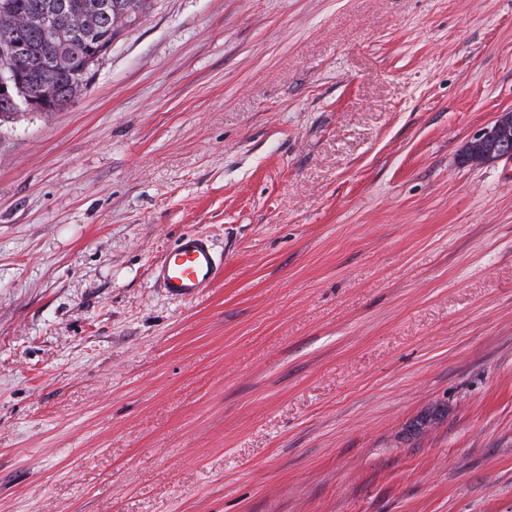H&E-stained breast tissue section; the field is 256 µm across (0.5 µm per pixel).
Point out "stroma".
Masks as SVG:
<instances>
[{"instance_id": "obj_1", "label": "stroma", "mask_w": 512, "mask_h": 512, "mask_svg": "<svg viewBox=\"0 0 512 512\" xmlns=\"http://www.w3.org/2000/svg\"><path fill=\"white\" fill-rule=\"evenodd\" d=\"M509 111L512 0H157L0 123V512H512ZM510 143L512 144V113L502 112L493 124L469 142L465 150V160L472 165H481L490 159L508 157L510 148H497ZM220 265L208 239L185 233L162 256L153 275L170 296L192 300L220 279Z\"/></svg>"}]
</instances>
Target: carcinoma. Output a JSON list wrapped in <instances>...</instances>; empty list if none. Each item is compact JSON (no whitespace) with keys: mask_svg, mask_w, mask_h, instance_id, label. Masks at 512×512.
Wrapping results in <instances>:
<instances>
[{"mask_svg":"<svg viewBox=\"0 0 512 512\" xmlns=\"http://www.w3.org/2000/svg\"><path fill=\"white\" fill-rule=\"evenodd\" d=\"M15 8V21L5 30L0 27V39L7 37L19 47L13 60L24 86L33 91L43 85L54 90V111L64 110L74 98L88 88L94 77L81 70L89 50L100 44L110 45L120 33L139 25L154 8V0H106L108 7L101 11L91 32L78 33L66 43L54 45L48 29L66 26L70 18L96 0H10ZM47 15L41 28H29L25 18L33 14ZM55 55L70 59L68 66L59 68L50 62Z\"/></svg>","mask_w":512,"mask_h":512,"instance_id":"1","label":"carcinoma"}]
</instances>
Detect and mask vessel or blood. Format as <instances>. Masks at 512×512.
<instances>
[{"instance_id": "vessel-or-blood-1", "label": "vessel or blood", "mask_w": 512, "mask_h": 512, "mask_svg": "<svg viewBox=\"0 0 512 512\" xmlns=\"http://www.w3.org/2000/svg\"><path fill=\"white\" fill-rule=\"evenodd\" d=\"M220 277V262L211 243L194 233L182 234L154 269L160 287L182 300L197 298Z\"/></svg>"}]
</instances>
